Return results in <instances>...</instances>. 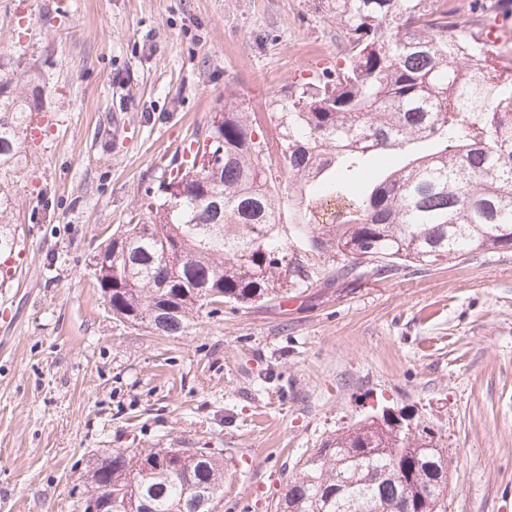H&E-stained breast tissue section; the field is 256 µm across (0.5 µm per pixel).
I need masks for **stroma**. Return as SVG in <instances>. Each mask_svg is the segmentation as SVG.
<instances>
[{
  "label": "stroma",
  "mask_w": 512,
  "mask_h": 512,
  "mask_svg": "<svg viewBox=\"0 0 512 512\" xmlns=\"http://www.w3.org/2000/svg\"><path fill=\"white\" fill-rule=\"evenodd\" d=\"M343 56L324 0H0V92L56 121L12 176L0 512H76L97 454L220 448L217 512H273L295 463L390 407L442 431L448 512H512V250L224 308L113 319L87 263L232 95L261 112ZM38 82H31V75Z\"/></svg>",
  "instance_id": "obj_1"
}]
</instances>
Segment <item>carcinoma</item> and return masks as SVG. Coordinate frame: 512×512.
I'll return each mask as SVG.
<instances>
[{"label":"carcinoma","mask_w":512,"mask_h":512,"mask_svg":"<svg viewBox=\"0 0 512 512\" xmlns=\"http://www.w3.org/2000/svg\"><path fill=\"white\" fill-rule=\"evenodd\" d=\"M344 66L290 86L267 112L224 102L166 165L160 195L99 246L92 277L116 320L167 336L220 306L281 303L338 279L512 249V58L457 9L430 0H326ZM33 108H0V254L15 245L7 175L22 166ZM222 153L219 174L205 166ZM176 310L156 327V311ZM112 458V492L149 512H210L224 469L145 476ZM448 449L430 425L369 415L299 460L274 512H399L398 469L447 512ZM194 485L198 492L189 491Z\"/></svg>","instance_id":"cac0c4a2"}]
</instances>
